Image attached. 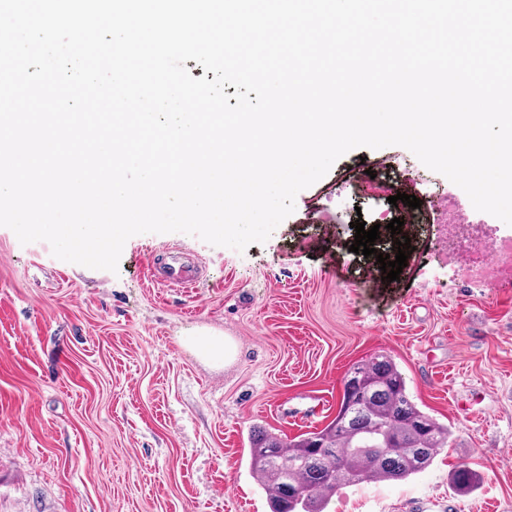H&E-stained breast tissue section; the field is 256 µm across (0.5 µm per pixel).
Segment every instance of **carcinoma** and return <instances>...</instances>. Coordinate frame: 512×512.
Masks as SVG:
<instances>
[{"label": "carcinoma", "instance_id": "obj_1", "mask_svg": "<svg viewBox=\"0 0 512 512\" xmlns=\"http://www.w3.org/2000/svg\"><path fill=\"white\" fill-rule=\"evenodd\" d=\"M449 437L448 425L412 400L394 360L379 354L351 368L336 417L323 429L288 441L257 430L249 463L271 512H325L347 483L399 481L423 471ZM479 479L471 468L454 472L463 490Z\"/></svg>", "mask_w": 512, "mask_h": 512}]
</instances>
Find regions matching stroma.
<instances>
[{
    "label": "stroma",
    "mask_w": 512,
    "mask_h": 512,
    "mask_svg": "<svg viewBox=\"0 0 512 512\" xmlns=\"http://www.w3.org/2000/svg\"><path fill=\"white\" fill-rule=\"evenodd\" d=\"M404 193L422 205L389 204ZM512 226L408 149L360 147L298 193L245 252L184 233L139 234L117 272L21 244L0 226V512H270L249 469L260 427L284 439L336 414L347 371L384 353L414 401L451 430L423 472L343 486L327 512H486L512 499V280L452 277L445 227ZM403 221L399 280L369 281L352 223ZM196 283H157L171 256ZM231 337L209 359L187 339ZM318 395L320 417L301 413ZM481 472L463 491L457 467Z\"/></svg>",
    "instance_id": "stroma-1"
}]
</instances>
